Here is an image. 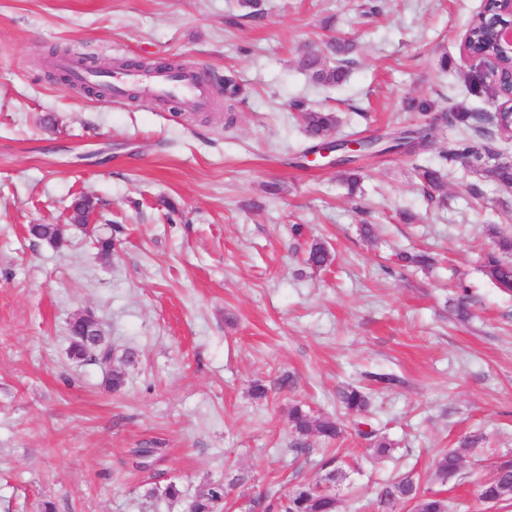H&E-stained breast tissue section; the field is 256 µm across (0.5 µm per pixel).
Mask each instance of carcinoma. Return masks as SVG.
<instances>
[{
	"instance_id": "cac0c4a2",
	"label": "carcinoma",
	"mask_w": 512,
	"mask_h": 512,
	"mask_svg": "<svg viewBox=\"0 0 512 512\" xmlns=\"http://www.w3.org/2000/svg\"><path fill=\"white\" fill-rule=\"evenodd\" d=\"M353 49V44L338 39L328 43V52L338 57L336 63L327 62V56L309 53L300 59V68L306 73L310 81L316 85L334 86L345 82L349 74L350 61L346 58ZM303 103L298 102L295 108L300 110V118L305 132L311 138L319 135H329L338 126L336 113L329 110L302 109ZM453 119L467 126V130L456 140L453 147L444 155L446 159H463L468 163L478 164L483 154L476 145L475 130L468 126V116L464 112L453 115ZM424 186L437 189L441 186V171L430 166L418 165L415 167ZM485 172L504 189L512 190V166L504 163ZM92 201L85 197L77 198L72 204L71 220L76 223L85 221ZM30 235L57 243L61 230L56 224H33L29 227ZM497 251L487 254L483 268L485 275L498 288L504 292H512V262L501 258V255L512 252V239L500 237L496 242ZM329 259L327 248L321 243L311 245L306 263L312 267H322ZM83 329L80 320L75 319L70 325L71 344L70 355L78 360H89L106 369L105 386L117 390L123 384V374L112 368V348L104 343L95 351H88L87 347L78 338ZM337 398L342 407L355 414L368 412L370 400L361 387H348L338 391ZM289 423L300 436L315 433L327 440H337L344 436L343 424L336 418L324 416L313 419L302 408L296 406L289 413ZM365 422L355 424L356 434L369 441L373 455L379 459L387 458L393 450L392 443L386 438L377 435L374 430L363 429ZM483 442L480 434H470L463 437L458 446L444 452L435 461V477L445 481L456 475L462 468L464 459L472 449ZM320 468L324 475L314 482H303L291 488L287 494L276 499L273 507L278 512H340L341 500L337 494L327 492L322 488L323 481L338 483L345 477L341 467V460L337 454L322 453ZM248 482L243 475L235 476L228 485H211L206 492L200 494L190 505L191 512H222L224 497L227 488H241ZM478 497L483 502H494L502 507L512 506V458H503L497 462L493 477L483 482L478 489ZM378 508L387 510L398 502L412 504V512H450L451 505L448 499L437 494L421 490L419 484L412 478L405 476L391 480L384 484L379 492Z\"/></svg>"
}]
</instances>
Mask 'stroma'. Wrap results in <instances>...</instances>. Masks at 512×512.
Segmentation results:
<instances>
[{
    "label": "stroma",
    "instance_id": "obj_1",
    "mask_svg": "<svg viewBox=\"0 0 512 512\" xmlns=\"http://www.w3.org/2000/svg\"><path fill=\"white\" fill-rule=\"evenodd\" d=\"M365 2L263 0L252 18L238 0H0V512H185L241 474L246 497L267 503L321 476L319 437L293 450L292 407L353 423L336 393L368 373L395 378L372 385L369 421L396 451L373 459L352 431L336 441L350 465L342 512H378L399 474L453 512H499L474 481L512 454V295L481 265L512 237V193L440 158L457 137L449 99L491 109L482 66L460 54L483 0H383L370 16ZM336 36L357 45L351 73L315 85L298 53ZM55 49L89 64L176 61L215 83L233 76L243 94L230 112L220 95L203 108L105 104L60 84L43 64ZM414 98L432 111L410 109ZM297 100L335 109L337 138L427 124L433 146L361 159L349 193L339 168L304 158ZM418 165L441 168L446 207L425 196ZM81 195L95 204L88 229L70 222ZM31 224L67 231L50 244ZM315 241L330 254L321 268L305 262ZM415 251L433 266L398 262ZM85 313L112 346L119 390L69 354ZM473 431L483 447L436 481L435 459ZM140 448L161 454L145 467ZM171 481L181 499L162 495Z\"/></svg>",
    "mask_w": 512,
    "mask_h": 512
}]
</instances>
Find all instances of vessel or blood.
<instances>
[{"mask_svg":"<svg viewBox=\"0 0 512 512\" xmlns=\"http://www.w3.org/2000/svg\"><path fill=\"white\" fill-rule=\"evenodd\" d=\"M113 97L125 95L129 86H138L143 97L148 99L166 98L178 95L191 99L198 107H205L210 101L212 84L203 72H180L158 68L141 75L136 71L111 74L108 78Z\"/></svg>","mask_w":512,"mask_h":512,"instance_id":"vessel-or-blood-1","label":"vessel or blood"}]
</instances>
